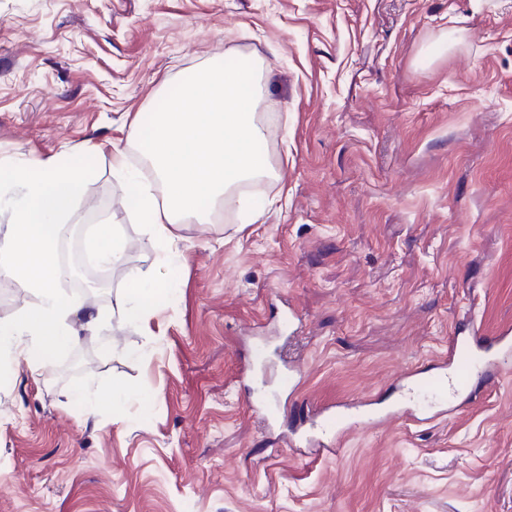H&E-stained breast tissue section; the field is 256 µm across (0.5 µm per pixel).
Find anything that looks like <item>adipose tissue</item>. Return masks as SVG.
I'll use <instances>...</instances> for the list:
<instances>
[{
    "label": "adipose tissue",
    "mask_w": 512,
    "mask_h": 512,
    "mask_svg": "<svg viewBox=\"0 0 512 512\" xmlns=\"http://www.w3.org/2000/svg\"><path fill=\"white\" fill-rule=\"evenodd\" d=\"M259 92L258 72L212 66L184 81L177 97L154 114L147 157L161 193H145L140 206L152 219L157 241L174 245L177 225L201 217V200L216 203L251 181L274 178V169L256 152L264 138L255 112ZM81 178V171L55 163L35 174L22 168L11 173L23 197L13 203L14 221L0 234V251L12 258L39 302L14 320H0V346L39 363H52L81 333L93 332L101 318L64 300L58 289L63 270L56 249L65 233L59 218L70 210ZM135 278L138 294L116 296L114 308L125 319L143 321L152 306L169 301L171 290L152 270L138 271Z\"/></svg>",
    "instance_id": "1"
}]
</instances>
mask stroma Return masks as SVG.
Listing matches in <instances>:
<instances>
[{
  "mask_svg": "<svg viewBox=\"0 0 512 512\" xmlns=\"http://www.w3.org/2000/svg\"><path fill=\"white\" fill-rule=\"evenodd\" d=\"M222 59L262 67L276 176L168 248L112 149L138 162L131 121ZM51 157L84 172L72 245L102 223L127 245L105 290L60 285L106 310L95 335L0 353V512H512V376L376 422L451 340L512 330V0H0V227L10 171ZM148 268L171 302L113 314ZM275 339L305 383L267 433L247 400ZM332 404L342 455L290 447Z\"/></svg>",
  "mask_w": 512,
  "mask_h": 512,
  "instance_id": "35a3bbf8",
  "label": "stroma"
}]
</instances>
